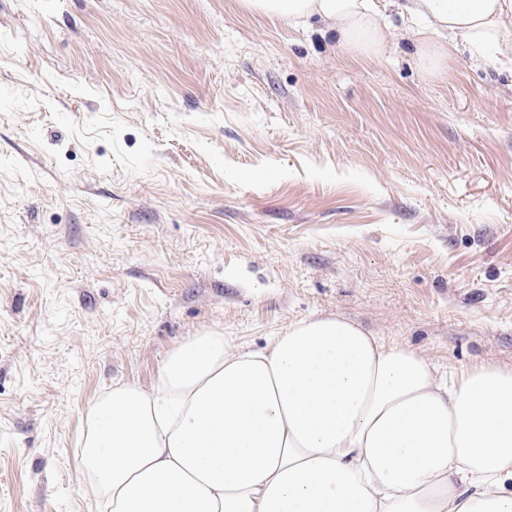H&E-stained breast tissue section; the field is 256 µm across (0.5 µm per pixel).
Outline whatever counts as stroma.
Returning a JSON list of instances; mask_svg holds the SVG:
<instances>
[{
  "label": "stroma",
  "instance_id": "stroma-1",
  "mask_svg": "<svg viewBox=\"0 0 512 512\" xmlns=\"http://www.w3.org/2000/svg\"><path fill=\"white\" fill-rule=\"evenodd\" d=\"M238 0H0V512H104L91 403L324 315L512 370V73Z\"/></svg>",
  "mask_w": 512,
  "mask_h": 512
}]
</instances>
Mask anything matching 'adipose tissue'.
<instances>
[{
	"instance_id": "ef3b65f1",
	"label": "adipose tissue",
	"mask_w": 512,
	"mask_h": 512,
	"mask_svg": "<svg viewBox=\"0 0 512 512\" xmlns=\"http://www.w3.org/2000/svg\"><path fill=\"white\" fill-rule=\"evenodd\" d=\"M421 19L422 66L448 50L512 70V0H390ZM317 20L354 56L377 55V0H240ZM83 464L111 512H512V370L437 380L414 351L327 315L261 349L219 334L181 344L155 386L117 385L88 409Z\"/></svg>"
}]
</instances>
